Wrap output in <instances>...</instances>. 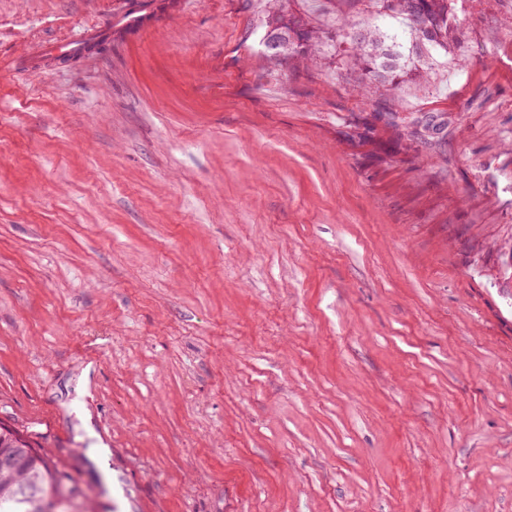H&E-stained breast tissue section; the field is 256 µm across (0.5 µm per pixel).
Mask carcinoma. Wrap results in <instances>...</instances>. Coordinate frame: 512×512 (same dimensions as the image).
Segmentation results:
<instances>
[{"mask_svg": "<svg viewBox=\"0 0 512 512\" xmlns=\"http://www.w3.org/2000/svg\"><path fill=\"white\" fill-rule=\"evenodd\" d=\"M353 3L373 16L405 23L411 35V46L405 54L388 43V35L375 29L360 28L349 34L348 62L377 82L375 87L358 86L357 93L373 89L381 94L405 82L420 71L422 53L428 47L448 52V0H353ZM290 31L291 27L286 25L262 37L268 56L276 60L288 57L303 62L313 60L311 50L302 47ZM411 125L412 136L441 143L448 118L442 114L422 115L413 118ZM0 456H7L13 462L11 470L0 472V512H43V504L52 498L59 502L56 512H70L71 500L79 493L72 476L51 466L32 448L29 440L0 427ZM22 484L36 487V492L27 499L21 498L18 490Z\"/></svg>", "mask_w": 512, "mask_h": 512, "instance_id": "1", "label": "carcinoma"}]
</instances>
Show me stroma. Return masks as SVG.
<instances>
[{"label":"stroma","instance_id":"obj_1","mask_svg":"<svg viewBox=\"0 0 512 512\" xmlns=\"http://www.w3.org/2000/svg\"><path fill=\"white\" fill-rule=\"evenodd\" d=\"M449 4L360 96L266 57L267 0H0V424L90 512H512V0ZM105 38H112V18L106 27L88 26L67 41L60 42L56 39L42 41L32 58H37L47 52H58L67 56L78 55L88 42H101ZM411 125L413 137L425 142L435 141L442 143L445 137V130L448 127V118L443 114L422 115L413 118Z\"/></svg>","mask_w":512,"mask_h":512}]
</instances>
